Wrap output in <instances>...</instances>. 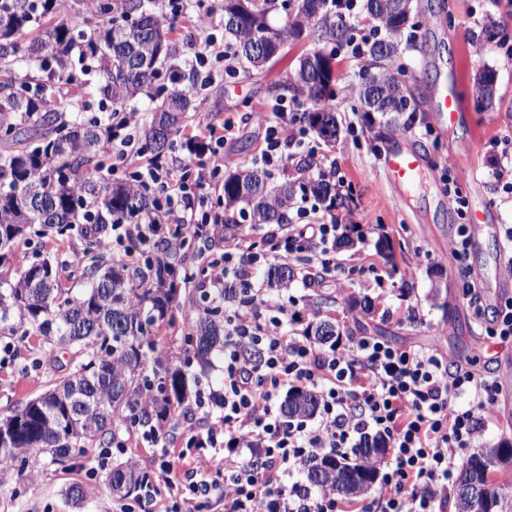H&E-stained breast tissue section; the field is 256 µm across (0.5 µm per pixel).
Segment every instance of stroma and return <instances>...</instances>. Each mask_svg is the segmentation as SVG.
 <instances>
[{"label":"stroma","mask_w":512,"mask_h":512,"mask_svg":"<svg viewBox=\"0 0 512 512\" xmlns=\"http://www.w3.org/2000/svg\"><path fill=\"white\" fill-rule=\"evenodd\" d=\"M197 2L200 11L211 14L209 27L184 18L173 31L174 38L185 45L177 64L186 74L207 34H224L218 0ZM416 20L415 39L399 60L403 81L422 94V117L411 127L376 138L351 91L361 80L363 60L341 57L334 65L341 79L325 107L335 115L339 133L324 149L336 158L348 184L353 197L351 221L364 239L336 251L342 265L341 283L332 290L336 303L331 313L339 324L342 344L374 335L380 327L383 340L391 345L432 347L451 361L489 370L502 392L482 443H512V342L494 345L489 351L482 346L472 309L459 288L460 272L451 250L458 226L470 223L471 215L449 209L444 181L447 173H455L469 205L483 207L486 223L512 225V199L495 179L496 172L507 165L504 143L512 140V59L505 56L507 45H512V0H417ZM491 20L499 22L506 45L472 42L471 33ZM304 49L301 43L290 45L287 54L264 72L217 78L195 98L184 134L197 133L198 120L205 114L234 119L237 128L224 146V156L231 169L250 166L265 137L258 116L276 104L275 83L294 68ZM486 66L498 72L502 103L495 110L480 112L472 98V83L475 73ZM73 69L78 73L76 82L55 88L54 98L68 114L87 118L100 112L104 96L96 73H83L78 62ZM444 88L454 91L461 103L451 124L437 110L438 93ZM400 146L419 154L425 175L422 186L406 193L392 188L383 172L386 154ZM382 235L391 242L394 262H386L377 250ZM437 292L447 296V309L434 305L432 296ZM363 295L374 300V314L350 313L346 299ZM37 358L43 364L35 370L31 364ZM68 360L63 353L57 361H45L44 349L34 336L22 344L12 343L9 352H0V415L43 393ZM28 457L34 480L6 477L0 512H72L63 492L75 481L89 491L83 512H113L118 499L106 481L108 468L100 463L99 449H87L66 470L51 465L39 451H30Z\"/></svg>","instance_id":"obj_1"}]
</instances>
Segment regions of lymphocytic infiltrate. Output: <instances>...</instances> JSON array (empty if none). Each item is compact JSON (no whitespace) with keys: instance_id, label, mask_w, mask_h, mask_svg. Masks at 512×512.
<instances>
[{"instance_id":"obj_1","label":"lymphocytic infiltrate","mask_w":512,"mask_h":512,"mask_svg":"<svg viewBox=\"0 0 512 512\" xmlns=\"http://www.w3.org/2000/svg\"><path fill=\"white\" fill-rule=\"evenodd\" d=\"M265 146L257 165L287 172L293 158L311 160L320 175L332 178L335 165L320 155L294 107L272 108ZM112 160L131 167L143 185L164 184L166 223L206 235L223 223L222 214L189 213L178 206L190 188L204 189L214 171L223 168V147L234 129L232 120L205 121L201 131L211 147L195 163V180L177 179L159 160L135 164L131 113L113 111ZM298 221L289 225L283 244L254 240L229 242L224 261L212 270V282L251 281L254 272L272 262L292 260L320 267L324 274L337 264L328 249L336 222L319 216L316 207L294 200L289 205ZM482 335L490 342L512 339V298L486 316L482 296L469 269L461 271ZM252 299L224 321L221 393L197 390L195 403L216 401L221 413L205 434L189 435L185 448L161 447L159 435L147 440L161 448L159 480L168 490L169 512H200L214 490L224 493V512H447L454 474L466 453L481 442L484 422L496 411L501 388L497 380L475 369L449 364L427 347H395L362 337L351 346L321 349L309 337L288 329V308L268 303L265 291L253 284ZM258 357H251V350ZM309 388L319 396L313 421L283 415L282 393ZM379 438L388 451L376 461L381 470L377 496L358 497L341 506L335 492L317 490L292 478L293 467L313 457L347 458L367 441ZM192 458L196 466L189 483H181L176 459Z\"/></svg>"}]
</instances>
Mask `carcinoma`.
Here are the masks:
<instances>
[{
    "label": "carcinoma",
    "mask_w": 512,
    "mask_h": 512,
    "mask_svg": "<svg viewBox=\"0 0 512 512\" xmlns=\"http://www.w3.org/2000/svg\"><path fill=\"white\" fill-rule=\"evenodd\" d=\"M95 19L90 33L74 32L64 21L71 0H0V62L22 55L45 60L47 78L75 82L73 52L82 62L97 64L100 89L112 100L124 101L160 83L165 97L151 121L139 128L142 149L156 157L182 147L203 151V143L178 145L184 114L191 98L183 88L185 74L171 67L162 72L160 60L176 56L172 27L144 0H87ZM355 0H222L224 41L238 59L265 70L273 48L261 46L259 33L269 31L284 46L301 33L312 35L313 48L300 55L280 88L315 105L301 113L302 121L326 141L337 137L331 112L316 106L333 95L336 48L351 38ZM287 15L275 28L269 15L277 8ZM360 11L372 24L367 40V64L356 89L366 114L388 117L387 126L409 127L415 120L414 94L403 83L373 85L370 74L394 69L402 53L403 33L415 27L413 0H361ZM32 30L37 36L25 48L18 37ZM49 85L35 89L16 82L13 72L0 69V334L27 338L36 331L54 353H70L69 371L39 396L0 418V460L18 475L31 479L27 454L38 448L50 463L63 465L88 448H113L123 435L139 430H162L190 411L192 391L188 373L158 354L164 328L175 326L181 285L194 284L186 294L197 313L184 343L192 358L207 365L216 351H224V300L236 299L238 289L216 294L204 287L208 267L215 260L195 248L197 236L173 231L144 249L131 264L115 262L108 250L107 228L112 224H146L160 208L149 190H136L127 179L110 177L112 116L87 122L70 120L57 102L47 97ZM473 100L479 111L495 102L492 90L473 81ZM309 196L328 212L346 205L336 187L321 176L270 182L260 169L224 175V210L238 213L252 225H288V203ZM38 240L32 256L17 258L22 246ZM80 243V256L62 260L45 252L47 246ZM83 284L67 286L63 270ZM267 286L282 290L294 278L286 262L263 272ZM313 303L328 306L335 297L326 291L323 276L308 277ZM317 344H332L340 335L336 319L321 318L306 328ZM317 395L296 391L285 401L289 417H310ZM385 455L379 442L363 449L353 462L315 459L304 465L307 481L317 487L354 497L369 489L377 471L373 461ZM512 461V447L504 443L485 448L468 460L456 482L457 512H512L487 477L495 461ZM107 480L119 498L139 499L151 486L149 475L134 460L120 462Z\"/></svg>",
    "instance_id": "carcinoma-1"
}]
</instances>
